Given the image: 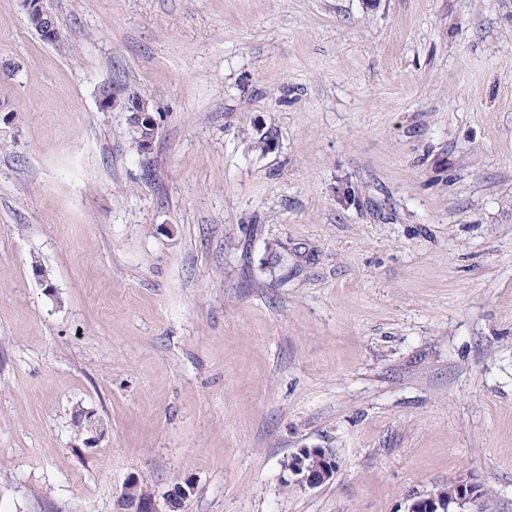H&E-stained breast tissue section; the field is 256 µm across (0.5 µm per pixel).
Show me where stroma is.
Wrapping results in <instances>:
<instances>
[{
	"mask_svg": "<svg viewBox=\"0 0 512 512\" xmlns=\"http://www.w3.org/2000/svg\"><path fill=\"white\" fill-rule=\"evenodd\" d=\"M47 6L0 0V512H512V0ZM45 2L46 0H25L27 21L39 31L43 40L56 42L61 36L54 14L45 6ZM100 95L102 101H104V103L109 108L113 107L118 100L122 99L126 112H131L129 119L130 124L131 118L133 116L138 117L139 122L136 124V127L143 129L142 122H144V125L147 126L149 129H143V137L141 141L144 144V146L142 153H147L148 151H150L158 134V123L152 113L153 111L149 103L146 102L144 99H140L137 101L128 99L124 92H122L115 86H111L110 84H104L102 86V88L100 89ZM310 451L311 454H318L322 456V468L318 470H309L307 467L303 468L301 465L302 456L307 455ZM338 465L334 459V451L329 448H300L291 455L288 462V471L291 475L292 482L300 488L317 487L330 481L336 474ZM136 481L135 477L130 478L125 486L124 490V503L127 508V506L131 507L136 512H168L173 511L171 508H176L173 503H176V501L181 504V501H183L184 498L188 495L186 490H183L180 487H177L176 490L167 495L165 500V505L169 510H163L160 506V502L157 501L155 498L145 494L140 493L139 486L135 487L134 491L132 492V496L135 497L134 501H130L128 499V494L130 492V488L133 485V483ZM140 493V494H139ZM139 494V495H138ZM138 495V496H137ZM455 482L449 481L448 485L444 488L446 490L445 496L448 500V510L447 512H450L454 509V503H449V500L451 496L456 495L455 490ZM480 490L479 486L475 484H468V483H461L458 482L457 484V495L455 498V503L458 507H461V505L465 504L466 502L472 503L479 495Z\"/></svg>",
	"mask_w": 512,
	"mask_h": 512,
	"instance_id": "stroma-1",
	"label": "stroma"
}]
</instances>
